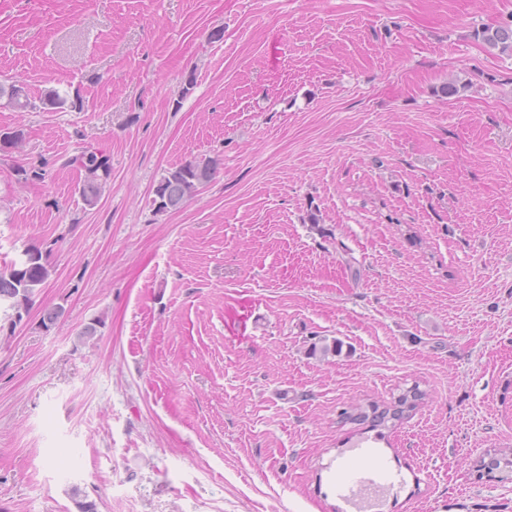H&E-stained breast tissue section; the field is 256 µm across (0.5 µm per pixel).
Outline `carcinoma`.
<instances>
[{
    "label": "carcinoma",
    "mask_w": 512,
    "mask_h": 512,
    "mask_svg": "<svg viewBox=\"0 0 512 512\" xmlns=\"http://www.w3.org/2000/svg\"><path fill=\"white\" fill-rule=\"evenodd\" d=\"M475 37L501 55H512V19L483 25L475 31ZM2 99L5 100V106L17 112H28L36 108L22 84H0ZM43 104L52 109L80 110L84 100L78 93L70 96L50 90L45 94ZM69 163L84 173L79 188L84 205H97L102 184L111 173L110 156L89 146L71 158ZM215 170V161L202 158L186 161L166 171L154 188L155 194L161 198V203L155 206V212L166 213L179 209L211 181ZM24 256L25 259L0 269V304L4 303L7 308L15 311L19 321L22 320V314L28 313L33 298L39 289L45 287L49 277L47 262L38 247L27 248ZM422 396L419 386L415 385L386 404L352 406L343 412V417L348 421L367 423L374 429L394 427L418 407ZM480 468L489 473L496 471L506 476L512 475V448H497L487 453L480 460Z\"/></svg>",
    "instance_id": "1"
}]
</instances>
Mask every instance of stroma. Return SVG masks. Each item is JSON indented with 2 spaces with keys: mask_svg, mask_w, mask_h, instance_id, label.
<instances>
[{
  "mask_svg": "<svg viewBox=\"0 0 512 512\" xmlns=\"http://www.w3.org/2000/svg\"><path fill=\"white\" fill-rule=\"evenodd\" d=\"M512 0H0V512H512ZM193 80L189 95L181 90ZM464 91L445 96L448 81ZM112 159L84 209L64 157ZM216 160L175 212L153 188ZM32 165L43 177L17 180ZM63 316L43 327L44 308ZM94 336H86L89 326ZM340 340L339 355L309 356ZM419 386L377 436L342 409ZM509 21H495L482 25L475 31V37L489 49L497 50L501 55H512V15ZM2 99H5L3 105L17 112H28L36 108L28 90L23 84H0V101ZM42 104L50 106L51 109H73L81 110L83 108L84 100L76 91L73 98L69 94H60L59 91L50 90L45 94ZM23 255L25 259L0 269V306L4 303L15 311L19 322L22 310L28 313L33 298L49 277L46 259L38 247L27 248ZM488 459V461H486ZM480 469H484L487 473L495 471L512 477V448H497L493 452H489L480 460Z\"/></svg>",
  "mask_w": 512,
  "mask_h": 512,
  "instance_id": "1",
  "label": "stroma"
}]
</instances>
